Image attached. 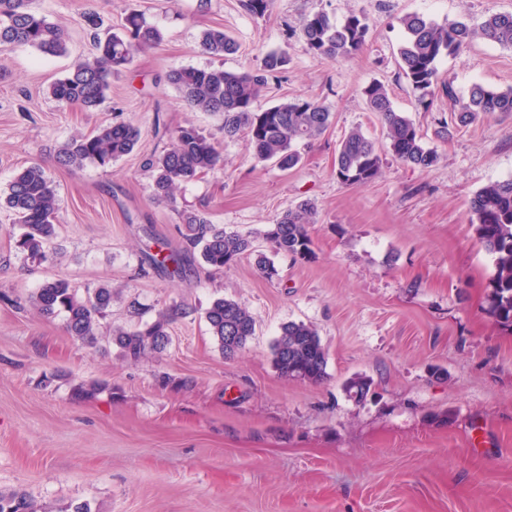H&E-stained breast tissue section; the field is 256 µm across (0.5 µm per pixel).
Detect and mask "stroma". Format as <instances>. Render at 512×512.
I'll return each instance as SVG.
<instances>
[{
	"label": "stroma",
	"mask_w": 512,
	"mask_h": 512,
	"mask_svg": "<svg viewBox=\"0 0 512 512\" xmlns=\"http://www.w3.org/2000/svg\"><path fill=\"white\" fill-rule=\"evenodd\" d=\"M67 34L68 52L19 46L0 51V195L23 167L42 165L59 200L57 261L20 251L12 213L0 210V491L21 489L44 512L89 502L92 512H512V330L485 311L493 260L476 242L470 202L490 182L512 178V115L478 117L448 141L434 135L448 100L418 107L400 78L401 18L476 24L512 13V0H276L250 16L240 0H34ZM161 29L162 43L113 73L93 112L49 94L95 33L120 30L130 9ZM96 12L99 30L82 14ZM322 11L368 19L365 49L348 59L309 53L291 32ZM220 26L239 43L218 59L201 51ZM276 52L287 63L257 100L263 110L297 96L324 102L332 125L299 143L301 163L281 170L253 157L245 137L228 141L222 121L188 108L167 74L181 67L258 70ZM458 95L472 84L512 88V48L475 41L442 58ZM385 84L438 154L421 170L385 151V129L361 90ZM133 122L138 147L107 167L62 168L73 134ZM193 125L221 141L223 167L184 184L174 204L152 199L150 156L172 131ZM383 147L379 177L340 184L336 149L352 128ZM309 200L313 255L255 254L221 272L192 254L182 275L149 266L147 254L184 252L178 213L207 211L226 231L256 233ZM264 253L280 276L256 267ZM79 290L111 287L104 327L152 321L163 308L188 314L146 360L117 347L79 345L62 318L13 307L44 282ZM220 297L245 305L255 333L224 358L205 312ZM314 325L328 349V378L313 385L279 376L271 349L283 325ZM373 381L363 403L345 381ZM96 385L73 396L75 385Z\"/></svg>",
	"instance_id": "1"
}]
</instances>
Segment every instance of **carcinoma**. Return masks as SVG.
Masks as SVG:
<instances>
[{"label": "carcinoma", "instance_id": "carcinoma-1", "mask_svg": "<svg viewBox=\"0 0 512 512\" xmlns=\"http://www.w3.org/2000/svg\"><path fill=\"white\" fill-rule=\"evenodd\" d=\"M244 9L255 18L273 11L276 0H242ZM33 0H0V51L28 46L45 55L67 53L64 30L32 8ZM404 41L399 48V71L415 95L417 106L427 111L436 92L448 98V118L439 120L435 135L446 141L460 128L480 115L512 114V89L494 91L474 84L463 98L453 82L440 77L438 63L455 54L462 46L481 39L512 47V13L490 15L478 24L464 21L438 23L418 13L400 20ZM125 34H112L95 41V52L78 62L61 79L52 83L49 94L61 104L77 103L92 111L103 105L110 89L112 72L131 64L134 57L163 40V33L148 24L136 10L126 16ZM369 25L362 15L352 14L342 22L317 12L303 18L295 36L307 50L319 57L346 59L360 52L367 41ZM203 52L222 57L237 50V45L221 27L201 34ZM285 65L283 56L271 52L262 62V73L230 72L223 67H182L168 74V82L193 109L219 113L224 118V138L244 135L254 157L260 162L274 161L287 170L298 165L299 141H311L332 124L333 112L323 102L298 96L265 110L257 111L254 102L267 84V76ZM370 111L380 118L392 156L400 162L428 169L438 161L437 152L426 146L424 134L404 112L398 111L386 86L373 81L362 88ZM140 139L139 129L131 123L115 122L100 126L95 134L72 135L56 154L65 168L87 163L106 167L133 152ZM223 155L219 144L192 125L181 126L172 134L170 147L148 159L153 171V195L171 202L181 185L219 168ZM382 158L376 143L358 128L341 141L334 159L336 179L349 187H361L377 179ZM16 216L23 232L17 247L45 261H54L57 253L50 244L57 220L56 187L44 168L34 164L19 171L11 181L0 206ZM472 227L478 244L493 257L494 271L487 285L486 310L502 327L512 329V179L492 182L472 199ZM316 210L306 200L286 210L274 224L265 225L259 235L278 252L294 260L312 257L308 226L314 223ZM179 233L188 249H199L203 263L222 272L238 259L251 253L252 238L212 223L200 210L179 213ZM160 267L173 265L172 274L180 275L187 256L156 253L151 257ZM37 313L45 318L65 316L69 336L82 346H94L102 339L100 320L112 308V289L100 286L79 294L64 278L47 281L29 298ZM187 314L173 305L161 310L151 322H138L128 328L115 327L107 334V343L121 355L138 362L166 348L170 327ZM211 335L224 357L231 359L247 345L255 331L251 311L238 302L217 298L205 313ZM273 363L287 381L320 383L327 377L328 350L316 328L303 322H290L281 328L272 346ZM372 379L357 375L345 383L349 398L360 403L372 390ZM0 512H42L35 500L21 489L0 492Z\"/></svg>", "mask_w": 512, "mask_h": 512}]
</instances>
